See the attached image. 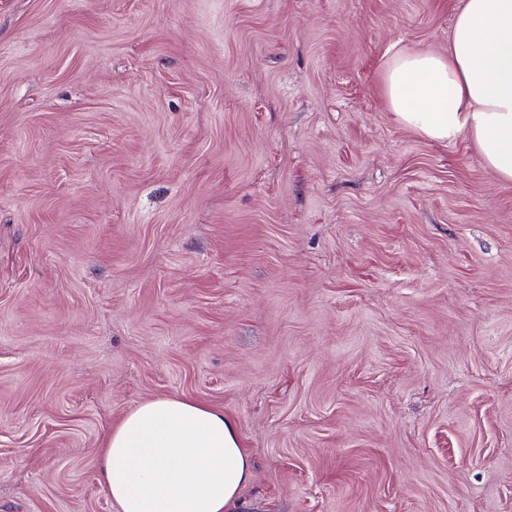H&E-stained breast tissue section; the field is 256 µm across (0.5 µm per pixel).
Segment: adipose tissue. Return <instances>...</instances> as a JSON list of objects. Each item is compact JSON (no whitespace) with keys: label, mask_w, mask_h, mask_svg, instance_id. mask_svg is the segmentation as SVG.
<instances>
[{"label":"adipose tissue","mask_w":512,"mask_h":512,"mask_svg":"<svg viewBox=\"0 0 512 512\" xmlns=\"http://www.w3.org/2000/svg\"><path fill=\"white\" fill-rule=\"evenodd\" d=\"M395 120L434 142L465 137L512 184V0H464L448 52L397 50L381 74ZM121 512H234L253 462L223 411L199 400L138 403L98 457Z\"/></svg>","instance_id":"adipose-tissue-1"}]
</instances>
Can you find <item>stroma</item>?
I'll return each mask as SVG.
<instances>
[{
	"label": "stroma",
	"mask_w": 512,
	"mask_h": 512,
	"mask_svg": "<svg viewBox=\"0 0 512 512\" xmlns=\"http://www.w3.org/2000/svg\"><path fill=\"white\" fill-rule=\"evenodd\" d=\"M462 0H0V512H120L138 403L238 512H512V184L388 111ZM98 466L121 512H235L253 478L235 425L185 397L138 403L109 429Z\"/></svg>",
	"instance_id": "obj_1"
}]
</instances>
